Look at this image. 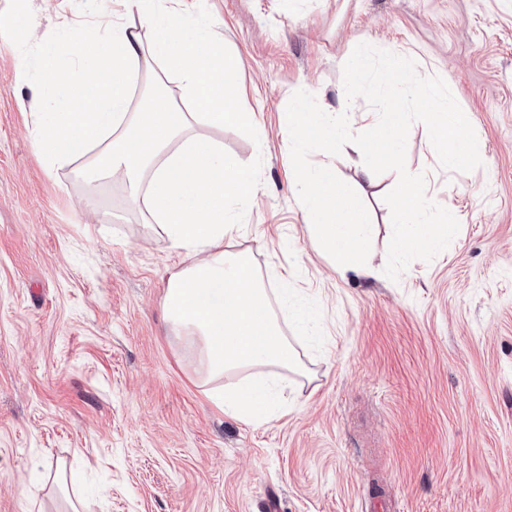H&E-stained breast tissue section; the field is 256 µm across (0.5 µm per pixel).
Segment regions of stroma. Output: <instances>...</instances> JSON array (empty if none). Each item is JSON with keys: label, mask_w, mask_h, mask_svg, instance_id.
Segmentation results:
<instances>
[{"label": "stroma", "mask_w": 512, "mask_h": 512, "mask_svg": "<svg viewBox=\"0 0 512 512\" xmlns=\"http://www.w3.org/2000/svg\"><path fill=\"white\" fill-rule=\"evenodd\" d=\"M36 23L17 33V9ZM239 63L257 132L213 137L255 168L230 251L266 288L290 274L312 335L304 366L257 426L218 408L166 323L177 254L120 182L87 191L81 162L34 151L37 50L71 53L106 0H0V512H512V0H197ZM441 77L472 124L481 167L440 166L410 129L406 166L460 229L398 280L383 268L397 174L339 177L371 219L370 274L334 272L292 183L287 104L300 89L357 118L343 65L360 43ZM263 151H256L257 138Z\"/></svg>", "instance_id": "1"}]
</instances>
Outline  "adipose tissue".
Listing matches in <instances>:
<instances>
[{"instance_id":"obj_1","label":"adipose tissue","mask_w":512,"mask_h":512,"mask_svg":"<svg viewBox=\"0 0 512 512\" xmlns=\"http://www.w3.org/2000/svg\"><path fill=\"white\" fill-rule=\"evenodd\" d=\"M128 2L139 28L115 21L86 31L66 60L56 43L40 47L33 148L53 166L83 160L88 182L126 180L158 242L185 261L170 273L162 305L171 333L199 357L201 385L228 415L267 424L277 416L279 371L302 369L279 318L288 291L270 295L250 257L225 250L257 176L206 134L253 130L256 115L239 107L237 62L204 17L161 0ZM150 59L170 66L178 90L146 78ZM63 86L68 101L58 110L51 102ZM229 374L239 382L225 384Z\"/></svg>"}]
</instances>
